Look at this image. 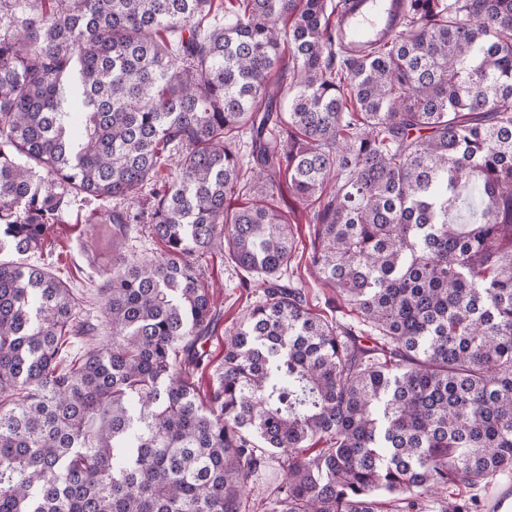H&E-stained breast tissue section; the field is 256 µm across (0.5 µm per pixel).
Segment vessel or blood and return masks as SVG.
<instances>
[{
    "label": "vessel or blood",
    "mask_w": 512,
    "mask_h": 512,
    "mask_svg": "<svg viewBox=\"0 0 512 512\" xmlns=\"http://www.w3.org/2000/svg\"><path fill=\"white\" fill-rule=\"evenodd\" d=\"M349 8L336 16L343 41L356 52L370 42H385L401 31L406 0H348Z\"/></svg>",
    "instance_id": "vessel-or-blood-1"
}]
</instances>
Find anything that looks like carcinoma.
Wrapping results in <instances>:
<instances>
[{
	"label": "carcinoma",
	"instance_id": "cac0c4a2",
	"mask_svg": "<svg viewBox=\"0 0 512 512\" xmlns=\"http://www.w3.org/2000/svg\"><path fill=\"white\" fill-rule=\"evenodd\" d=\"M332 13L0 0V512H413L512 472V0H410L368 57L336 52ZM283 181L368 340L279 283L281 209L232 203ZM147 186L88 223L163 250L112 254V346L65 365L74 297L26 256L72 200ZM218 247L266 289L203 393L219 313L193 256ZM120 252L124 255H137L138 258H153L159 255L162 246L148 236L143 224H130L127 236L121 240ZM282 478L283 475L278 470L262 471L250 478L246 489L250 501H259L268 497Z\"/></svg>",
	"mask_w": 512,
	"mask_h": 512
}]
</instances>
